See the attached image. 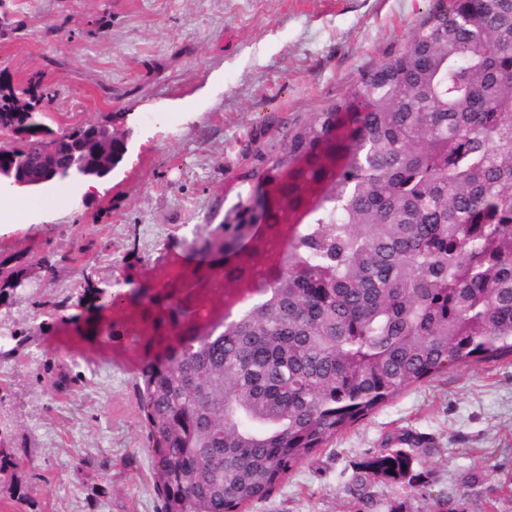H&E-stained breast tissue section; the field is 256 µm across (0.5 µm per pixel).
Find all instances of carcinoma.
<instances>
[{
  "instance_id": "carcinoma-1",
  "label": "carcinoma",
  "mask_w": 512,
  "mask_h": 512,
  "mask_svg": "<svg viewBox=\"0 0 512 512\" xmlns=\"http://www.w3.org/2000/svg\"><path fill=\"white\" fill-rule=\"evenodd\" d=\"M259 232L225 224L236 313L149 296L139 366L161 512H241L413 382L512 356V0H436L409 42L290 131ZM409 431L358 464L425 486ZM465 495L433 512H465Z\"/></svg>"
}]
</instances>
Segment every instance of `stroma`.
<instances>
[{"mask_svg": "<svg viewBox=\"0 0 512 512\" xmlns=\"http://www.w3.org/2000/svg\"><path fill=\"white\" fill-rule=\"evenodd\" d=\"M0 87L27 90L60 132L111 120L129 149L85 204L57 192L0 226V512H160L138 367L135 288L192 269L223 225L252 221L288 134L327 112L405 46L432 0H0ZM56 259L47 274L41 259ZM119 294L103 305L98 290ZM71 381L53 384L50 363ZM430 436L427 486L381 482L360 500L355 465L391 435ZM512 512V357L409 385L330 438L243 512Z\"/></svg>", "mask_w": 512, "mask_h": 512, "instance_id": "stroma-1", "label": "stroma"}]
</instances>
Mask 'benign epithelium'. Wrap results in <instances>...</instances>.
<instances>
[{
  "mask_svg": "<svg viewBox=\"0 0 512 512\" xmlns=\"http://www.w3.org/2000/svg\"><path fill=\"white\" fill-rule=\"evenodd\" d=\"M91 128L99 140V158L90 165L83 155V128L66 134V139L75 143V146L70 157L63 162L55 154V143L59 135L45 126L36 133V156H13L7 159L4 152L0 151V193H45L59 183H81L107 177L127 153L132 131L114 130L99 123L91 125Z\"/></svg>",
  "mask_w": 512,
  "mask_h": 512,
  "instance_id": "obj_1",
  "label": "benign epithelium"
}]
</instances>
